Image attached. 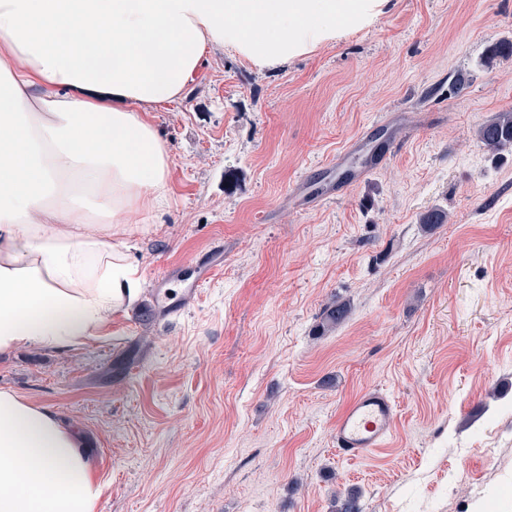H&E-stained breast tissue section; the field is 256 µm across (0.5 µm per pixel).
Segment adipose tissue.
I'll list each match as a JSON object with an SVG mask.
<instances>
[{
	"mask_svg": "<svg viewBox=\"0 0 512 512\" xmlns=\"http://www.w3.org/2000/svg\"><path fill=\"white\" fill-rule=\"evenodd\" d=\"M391 0H0V354L68 350L139 297L126 251L169 200L149 112L214 48L278 69ZM143 215L132 223V215ZM80 434L0 390V512H97Z\"/></svg>",
	"mask_w": 512,
	"mask_h": 512,
	"instance_id": "obj_1",
	"label": "adipose tissue"
}]
</instances>
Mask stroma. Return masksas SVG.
Masks as SVG:
<instances>
[{
  "mask_svg": "<svg viewBox=\"0 0 512 512\" xmlns=\"http://www.w3.org/2000/svg\"><path fill=\"white\" fill-rule=\"evenodd\" d=\"M510 42L512 0H394L276 71L212 50L149 113L171 171L130 243L145 295L219 243L223 270L168 322L144 296L103 339L0 356V389L84 436L99 512H512V152L477 136L512 110ZM368 388L393 434L349 461L336 416ZM352 314V308L349 302L336 301L325 308L323 312L322 328L326 329L336 328L337 326L345 323Z\"/></svg>",
  "mask_w": 512,
  "mask_h": 512,
  "instance_id": "35a3bbf8",
  "label": "stroma"
}]
</instances>
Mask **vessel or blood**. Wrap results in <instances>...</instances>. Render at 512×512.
<instances>
[{"mask_svg":"<svg viewBox=\"0 0 512 512\" xmlns=\"http://www.w3.org/2000/svg\"><path fill=\"white\" fill-rule=\"evenodd\" d=\"M224 264L223 249L208 251L195 259V277L191 283H184V268L176 265L154 283L150 310L155 315L167 316L174 309L193 306L199 290ZM181 283L178 302L170 300L171 283ZM396 407L391 397L382 389L368 388L348 402L336 417L334 439L338 454L347 460H358L371 451L387 445L396 422Z\"/></svg>","mask_w":512,"mask_h":512,"instance_id":"vessel-or-blood-1","label":"vessel or blood"}]
</instances>
